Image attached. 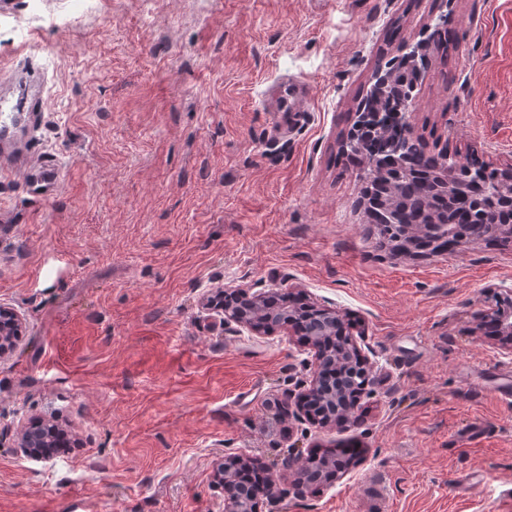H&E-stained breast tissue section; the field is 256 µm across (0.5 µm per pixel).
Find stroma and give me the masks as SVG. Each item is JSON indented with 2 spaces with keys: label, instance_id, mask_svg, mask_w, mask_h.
<instances>
[{
  "label": "stroma",
  "instance_id": "1",
  "mask_svg": "<svg viewBox=\"0 0 512 512\" xmlns=\"http://www.w3.org/2000/svg\"><path fill=\"white\" fill-rule=\"evenodd\" d=\"M437 0H5L0 75L44 82L52 200L0 183V303L26 321L0 359V512H221L216 459L365 455L273 512H512V355L476 333L512 248L375 249L341 151L376 60L416 42ZM456 39L415 84L416 134L512 164V0H448ZM294 78L295 109L273 83ZM305 294L363 331L371 375L342 428L288 418L313 373L291 328L221 326L202 299ZM255 407L235 401L243 387ZM71 446L50 463L17 432ZM487 429L478 440L474 422ZM482 482L466 490L470 474ZM40 422L34 423L32 426H21L18 431V448L21 451L40 462L50 463L55 458V452L49 450L55 446L53 438L39 437L34 433V426Z\"/></svg>",
  "mask_w": 512,
  "mask_h": 512
}]
</instances>
